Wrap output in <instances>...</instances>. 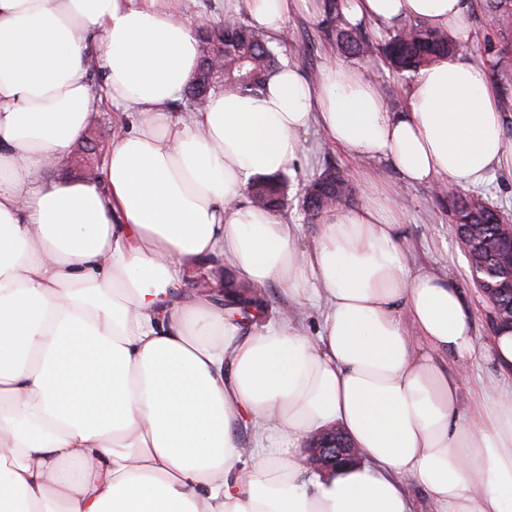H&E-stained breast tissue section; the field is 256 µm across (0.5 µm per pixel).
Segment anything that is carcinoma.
I'll return each instance as SVG.
<instances>
[{
  "label": "carcinoma",
  "instance_id": "obj_1",
  "mask_svg": "<svg viewBox=\"0 0 512 512\" xmlns=\"http://www.w3.org/2000/svg\"><path fill=\"white\" fill-rule=\"evenodd\" d=\"M479 6L500 21V35L512 37V0H479ZM343 0H325L327 30L335 36L336 46L348 58L363 60L380 55L390 75L406 77L428 66L439 57L459 51V45L444 30L409 22L396 26L381 25L371 34L361 24L350 23L344 13ZM205 40L224 50L221 72L224 90L254 93L264 84L269 69L277 65V55L265 37L239 20H225L206 31ZM202 80L188 85L184 97L207 96L215 77L201 72ZM256 206L272 211L285 204L288 180L274 175L251 182ZM353 187L334 167H327L305 187L303 199L308 216L315 218L323 211L341 207L352 200ZM454 223L459 235L476 243L468 254L469 268L492 269L499 263L496 249L504 217L478 194H461L451 201ZM499 320L512 319V288L497 292Z\"/></svg>",
  "mask_w": 512,
  "mask_h": 512
}]
</instances>
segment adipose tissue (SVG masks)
I'll return each mask as SVG.
<instances>
[{"label": "adipose tissue", "mask_w": 512, "mask_h": 512, "mask_svg": "<svg viewBox=\"0 0 512 512\" xmlns=\"http://www.w3.org/2000/svg\"><path fill=\"white\" fill-rule=\"evenodd\" d=\"M310 2L214 6L277 42ZM475 4L346 0L351 21L459 43L409 77L404 111L335 63L175 118L200 60L188 0H0V512H414L405 476L436 512H512V381L462 397L469 364L512 371V328L479 343L455 279L408 265L395 191L324 213L308 252L247 197L313 127L407 186L512 173V114L467 50ZM105 101L135 121L99 179L49 178ZM202 260L322 301L318 339L245 330L212 292L175 300ZM333 423L363 459L311 471L299 443Z\"/></svg>", "instance_id": "obj_1"}]
</instances>
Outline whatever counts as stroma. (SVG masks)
<instances>
[{"instance_id": "stroma-1", "label": "stroma", "mask_w": 512, "mask_h": 512, "mask_svg": "<svg viewBox=\"0 0 512 512\" xmlns=\"http://www.w3.org/2000/svg\"><path fill=\"white\" fill-rule=\"evenodd\" d=\"M475 55L479 59H494L498 67L489 77L490 82L502 92L512 91V43H504L498 35L496 18L480 14L470 23ZM274 50L281 63L297 67L308 79H316L323 68L332 62H344L331 40L324 33L321 17L298 11L288 19L285 40ZM117 113L105 106L96 111L83 137L74 145L70 155L53 170L54 178L76 179L82 174L76 160L84 148H91L95 162H103L110 139L116 128ZM305 156L299 167L288 176V205L282 215L294 224L299 249H310L318 232V221L307 217L302 207V188L320 173L325 165H335L355 188V203H362L367 188L362 178L364 163L350 158L336 145L324 138L318 129H310L302 137ZM376 181L386 188L400 189L403 195L405 233L408 238V262L411 266H432L451 273L472 311L480 340H487L492 333L491 309L472 283L467 255L456 235L448 216V201L457 189L451 185L439 189L402 185L394 168L386 164L373 170ZM266 306L265 316L270 320L291 319L304 333L317 336L323 320L319 307L296 306L278 284L271 283L260 290Z\"/></svg>"}]
</instances>
